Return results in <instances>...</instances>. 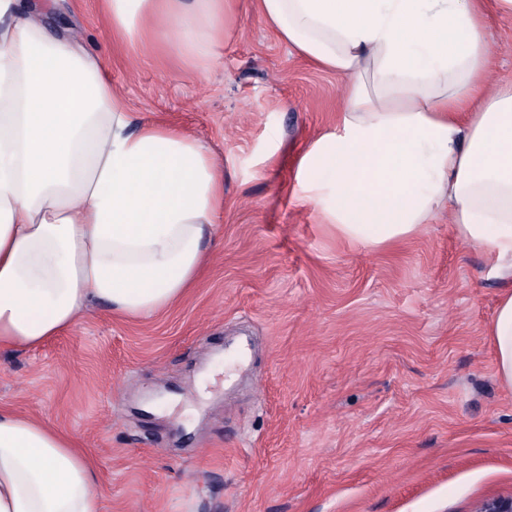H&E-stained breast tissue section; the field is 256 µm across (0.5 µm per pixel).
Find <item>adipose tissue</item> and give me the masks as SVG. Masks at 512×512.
<instances>
[{"label":"adipose tissue","mask_w":512,"mask_h":512,"mask_svg":"<svg viewBox=\"0 0 512 512\" xmlns=\"http://www.w3.org/2000/svg\"><path fill=\"white\" fill-rule=\"evenodd\" d=\"M113 44L146 35L207 72L231 0H103ZM280 41L343 81L335 132L298 163L301 204L367 249L415 236L440 207L512 278V87L490 85L489 11L512 0H254ZM0 0V349L29 350L92 302L145 320L201 278L224 173L183 128L139 118L109 57ZM490 334L512 388V291ZM0 512H104L88 450L0 406Z\"/></svg>","instance_id":"obj_1"}]
</instances>
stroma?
I'll return each mask as SVG.
<instances>
[{
	"label": "stroma",
	"mask_w": 512,
	"mask_h": 512,
	"mask_svg": "<svg viewBox=\"0 0 512 512\" xmlns=\"http://www.w3.org/2000/svg\"><path fill=\"white\" fill-rule=\"evenodd\" d=\"M104 46L99 0H39ZM512 82V14L485 31ZM112 85L224 170L223 232L188 297L146 321L97 305L0 355V404L95 456L104 512H482L512 498V389L488 334L505 283L447 211L377 250L300 204L298 162L336 126L341 80L235 0L199 74L148 38Z\"/></svg>",
	"instance_id": "stroma-1"
}]
</instances>
